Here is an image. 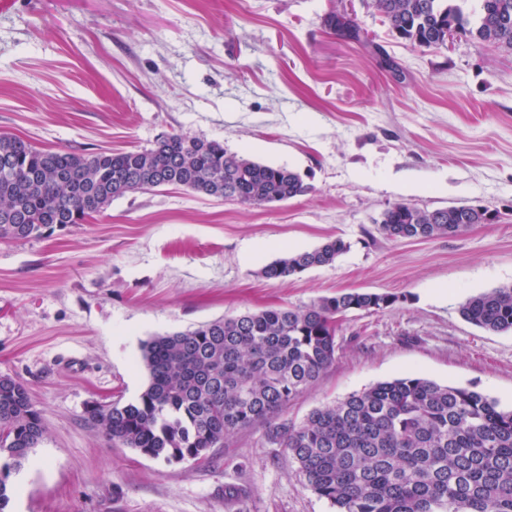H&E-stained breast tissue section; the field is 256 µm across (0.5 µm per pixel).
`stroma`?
Returning <instances> with one entry per match:
<instances>
[{
	"mask_svg": "<svg viewBox=\"0 0 512 512\" xmlns=\"http://www.w3.org/2000/svg\"><path fill=\"white\" fill-rule=\"evenodd\" d=\"M334 5L365 40L323 25ZM175 132L292 168L313 191L247 207L161 187L45 238L0 241V375L27 385L46 427L9 512H335L263 426L169 464L111 445L88 412L139 397L150 337L346 290L397 300L346 315L335 362L289 402V420L409 374L512 407V333L459 314L467 297L512 283V53L462 36L414 46L372 0L0 7V134L117 153ZM398 202L497 218L392 240L375 221ZM335 238L350 244L335 263L263 276Z\"/></svg>",
	"mask_w": 512,
	"mask_h": 512,
	"instance_id": "1",
	"label": "stroma"
}]
</instances>
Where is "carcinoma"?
Masks as SVG:
<instances>
[{"instance_id":"obj_1","label":"carcinoma","mask_w":512,"mask_h":512,"mask_svg":"<svg viewBox=\"0 0 512 512\" xmlns=\"http://www.w3.org/2000/svg\"><path fill=\"white\" fill-rule=\"evenodd\" d=\"M396 35L421 48L470 37L512 52V0H373ZM325 27L347 39L361 29L330 11ZM175 186L248 207L311 192L294 170L228 152L203 136L170 133L153 147L119 153L38 149L0 134V240L24 241L83 224L128 193ZM496 215L458 205L436 212L395 203L378 230L391 239L455 236ZM341 238L291 252L267 265L268 279L333 264ZM390 293L357 290L303 308H271L220 318L142 344L149 381L139 398L98 404L89 420L111 443L167 463L197 460L224 439L258 423L283 448L312 490L336 512H512V408L473 388L411 375L379 382L311 411L283 417L288 401L336 360L340 317L382 311ZM459 313L470 324L512 332V284L468 297ZM46 427L27 386L0 383V512L10 477L29 462Z\"/></svg>"}]
</instances>
